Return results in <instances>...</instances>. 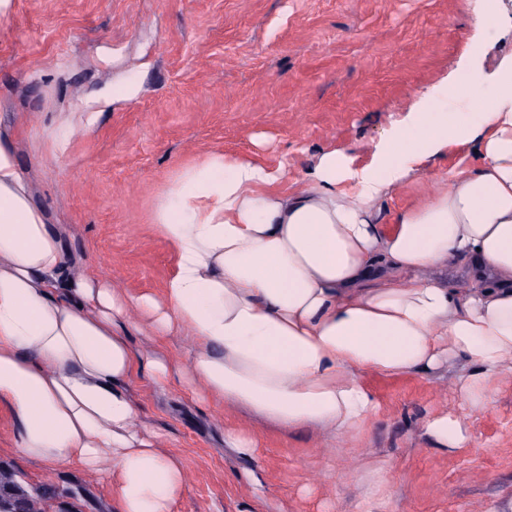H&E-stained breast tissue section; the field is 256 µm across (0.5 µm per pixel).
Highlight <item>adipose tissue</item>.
<instances>
[{"label": "adipose tissue", "mask_w": 512, "mask_h": 512, "mask_svg": "<svg viewBox=\"0 0 512 512\" xmlns=\"http://www.w3.org/2000/svg\"><path fill=\"white\" fill-rule=\"evenodd\" d=\"M449 107V120L414 109L378 146L377 171L354 174L332 150L300 190L245 156L188 165L153 216L175 257L157 296L75 270L0 127V412L15 448L48 478L66 465L102 476L115 512H174L183 464L137 423V374L197 380L204 403L344 439L379 411L365 375L460 360L455 390L484 408L512 375V57L470 73ZM452 144L472 145L475 166L380 224V202ZM455 263L468 286L448 279ZM144 330L188 336L186 358L137 352ZM424 432L447 450L470 440L445 413Z\"/></svg>", "instance_id": "obj_1"}]
</instances>
